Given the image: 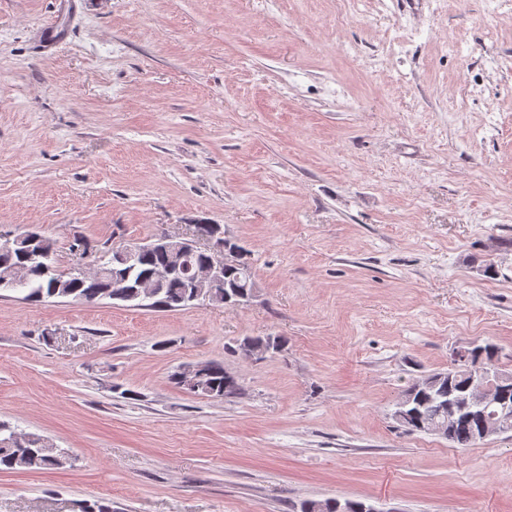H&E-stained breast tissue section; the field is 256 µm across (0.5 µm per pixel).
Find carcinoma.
<instances>
[{
	"label": "carcinoma",
	"instance_id": "carcinoma-1",
	"mask_svg": "<svg viewBox=\"0 0 512 512\" xmlns=\"http://www.w3.org/2000/svg\"><path fill=\"white\" fill-rule=\"evenodd\" d=\"M210 260L207 250H200L183 259L184 272L168 278L159 288L153 307L159 311H172L189 305L188 279L199 267ZM171 255L165 250H154L139 255L130 265H117L114 270L79 275L63 273L56 265L54 242L34 232V238L25 247L0 253V291L22 295L30 302L48 298H71L76 302L89 303L103 298H115L123 302L137 301L139 289L130 287L119 290L112 287L113 278L119 277L134 284L155 275L169 266ZM496 348L490 343L476 345L463 355L452 358L451 368L445 372L428 374L412 383L404 392L411 399L403 427L408 432H419V424L438 415L444 402L468 388L472 374L483 365L494 362ZM239 390L233 375L218 362L206 364V376L200 392L213 398L234 395ZM496 407L480 411L462 412L453 421V433L448 442L458 448H470L478 444L479 424L492 418ZM57 448L40 435L18 433L7 423H0V470H45L64 466ZM360 502H340L335 498L322 501H305L300 512H342L348 508L355 512Z\"/></svg>",
	"mask_w": 512,
	"mask_h": 512
}]
</instances>
